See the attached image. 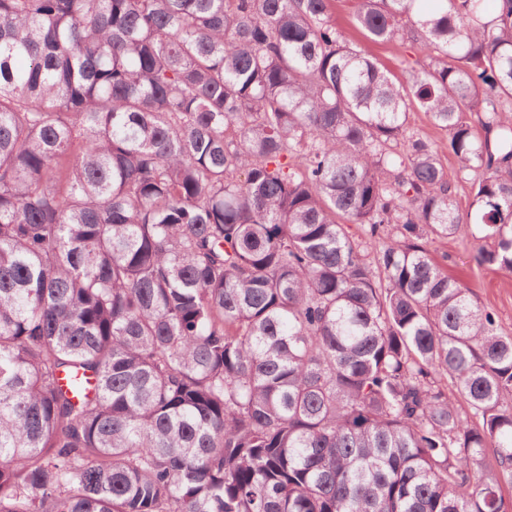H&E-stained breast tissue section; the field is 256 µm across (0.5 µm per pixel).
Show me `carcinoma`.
<instances>
[{
    "label": "carcinoma",
    "mask_w": 512,
    "mask_h": 512,
    "mask_svg": "<svg viewBox=\"0 0 512 512\" xmlns=\"http://www.w3.org/2000/svg\"><path fill=\"white\" fill-rule=\"evenodd\" d=\"M333 2L0 0V512H512V0ZM331 21L336 29L349 42L361 46L366 53L385 67L391 75L404 80L401 59L405 50H409L410 42H373L364 37L356 22L359 0H334ZM409 131L416 135L427 138L434 147H438L441 152L442 161L448 167V177L455 184L456 199L462 212L467 210L469 204V183L467 180H460L456 177V165L452 158L448 157V150L445 148L448 135L433 124L431 118L418 109L410 112L408 121ZM425 246L444 264L448 276L467 285L473 299L495 314L500 332L512 336V273L496 266H480L470 235L466 233ZM443 255L448 256L447 261L443 260Z\"/></svg>",
    "instance_id": "cac0c4a2"
}]
</instances>
